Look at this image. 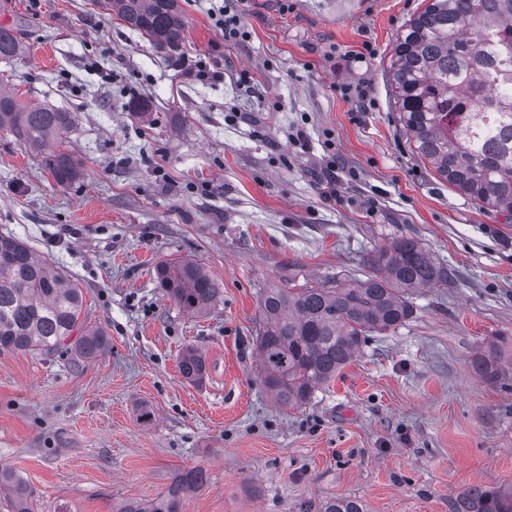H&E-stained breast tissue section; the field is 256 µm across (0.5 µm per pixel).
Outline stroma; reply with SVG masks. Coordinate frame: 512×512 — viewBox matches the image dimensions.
<instances>
[{"label":"stroma","instance_id":"1","mask_svg":"<svg viewBox=\"0 0 512 512\" xmlns=\"http://www.w3.org/2000/svg\"><path fill=\"white\" fill-rule=\"evenodd\" d=\"M216 2L179 0L184 41L169 52L105 0H0L20 45L0 88L71 113L56 147L82 170L58 185L43 149L0 130V233L65 271L110 340L88 362L68 345L0 352V466L34 512H117L187 468L206 481L180 512H319L336 496L451 512L473 486L511 484L512 377L487 383L472 362L512 344V215L417 156L388 77L426 0H234L238 42L215 28ZM359 83L363 111L344 94ZM401 235L447 267V286L415 289L412 317L306 405L277 404L257 368L263 291L363 277L365 252ZM169 259L219 284L209 311L166 296ZM189 347L207 362L199 383L179 372Z\"/></svg>","mask_w":512,"mask_h":512}]
</instances>
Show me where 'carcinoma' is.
Wrapping results in <instances>:
<instances>
[{
    "label": "carcinoma",
    "mask_w": 512,
    "mask_h": 512,
    "mask_svg": "<svg viewBox=\"0 0 512 512\" xmlns=\"http://www.w3.org/2000/svg\"><path fill=\"white\" fill-rule=\"evenodd\" d=\"M127 25L170 51L183 39L177 0H108ZM19 43L0 29V59ZM389 78L403 129L416 153L440 178L477 204L512 214V0H431L408 20L397 39ZM73 124L69 112L24 110L0 92V129L47 147ZM60 185L79 175L76 159L62 151L46 156ZM362 278H332L301 288L274 286L260 302L256 336L261 378L277 402L300 407L350 363L370 336L395 330L413 314L409 292L448 283V268L422 243L394 237L364 257ZM157 278L184 312L200 314L215 303L219 286L192 260L162 263ZM81 290L65 273L12 235L0 234V351L49 355L75 332L77 354L94 359L108 347L105 333L80 322ZM487 382L506 377L500 345L493 342L473 360ZM181 375L199 382L205 357L193 348L179 360ZM200 469L179 472L157 499L125 503L119 512H179L181 497L204 484ZM13 512H31L27 483L0 467V490ZM322 512H367L362 501L334 498ZM452 512H512V485L474 486Z\"/></svg>",
    "instance_id": "cac0c4a2"
}]
</instances>
